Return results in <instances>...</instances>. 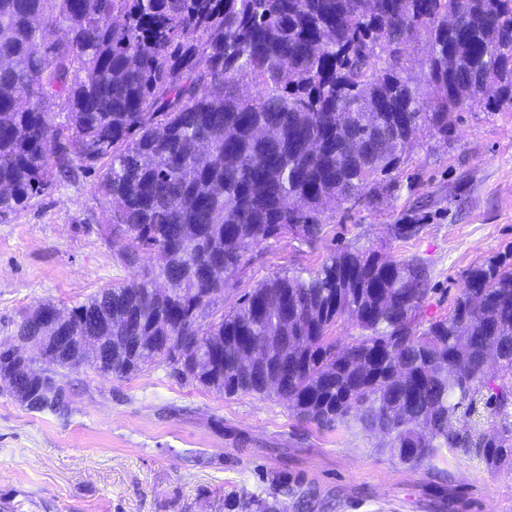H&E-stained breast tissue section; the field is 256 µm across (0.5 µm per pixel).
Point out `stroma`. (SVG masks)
<instances>
[{
  "label": "stroma",
  "mask_w": 512,
  "mask_h": 512,
  "mask_svg": "<svg viewBox=\"0 0 512 512\" xmlns=\"http://www.w3.org/2000/svg\"><path fill=\"white\" fill-rule=\"evenodd\" d=\"M396 185L372 208L333 205L322 241L285 237L246 252L217 295L228 311L263 280L316 268L356 246L428 269L424 317L448 313L464 275L512 252V111L477 105L447 140L408 146ZM95 173L75 168L26 207L0 212V344L11 345L32 309H66L132 280L129 241L103 236L112 207ZM398 224L418 234L395 239ZM69 415L27 409L0 391V512H219L225 494L287 482L288 512H512V461L490 468L442 449L411 468L355 425L319 428L286 401L223 396L151 367L123 379L70 373Z\"/></svg>",
  "instance_id": "stroma-1"
}]
</instances>
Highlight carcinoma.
<instances>
[{
    "label": "carcinoma",
    "instance_id": "obj_1",
    "mask_svg": "<svg viewBox=\"0 0 512 512\" xmlns=\"http://www.w3.org/2000/svg\"><path fill=\"white\" fill-rule=\"evenodd\" d=\"M475 104L512 110V0H0V211L77 159L112 203L104 234L129 239L122 264L166 256L67 311L41 303L18 339L69 336L67 353L46 346L47 374L25 377L21 348L0 347V389L66 416L64 371L95 366L79 337L101 318L115 377L166 366L222 395L282 399L318 427L377 430L412 468L443 448L500 466L512 256L470 268L431 319L419 260L348 247L210 309L248 247L323 239L330 202L374 205L407 145L448 138ZM345 319L358 329L346 344ZM282 494L231 492L224 512H288Z\"/></svg>",
    "mask_w": 512,
    "mask_h": 512
}]
</instances>
